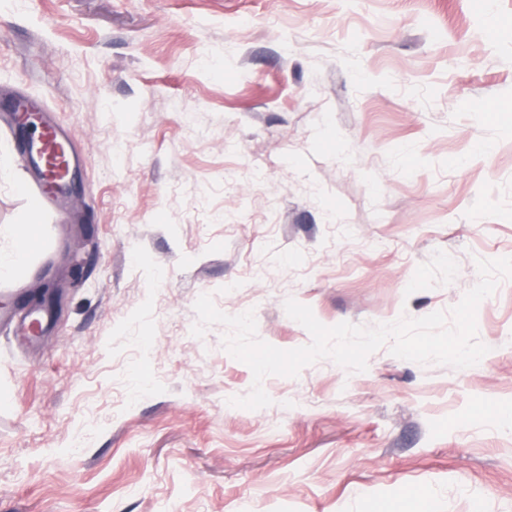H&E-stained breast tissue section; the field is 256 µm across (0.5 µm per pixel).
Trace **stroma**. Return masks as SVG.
<instances>
[{
	"mask_svg": "<svg viewBox=\"0 0 512 512\" xmlns=\"http://www.w3.org/2000/svg\"><path fill=\"white\" fill-rule=\"evenodd\" d=\"M512 0H0V94L87 159L84 219L0 130V227H34L0 329V512H512V280L456 369L372 353L269 376L194 303L373 326L446 311L512 257ZM266 174L252 179L253 169Z\"/></svg>",
	"mask_w": 512,
	"mask_h": 512,
	"instance_id": "35a3bbf8",
	"label": "stroma"
}]
</instances>
